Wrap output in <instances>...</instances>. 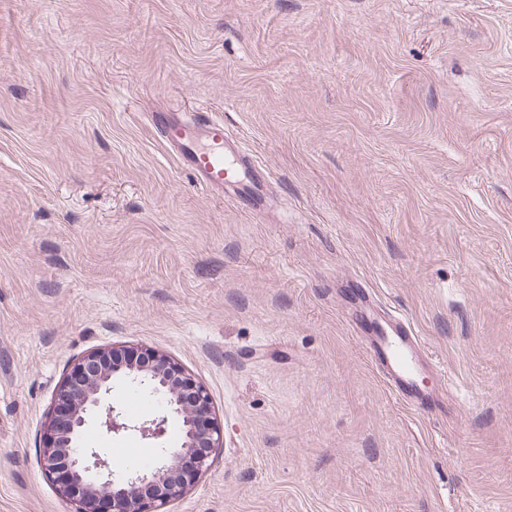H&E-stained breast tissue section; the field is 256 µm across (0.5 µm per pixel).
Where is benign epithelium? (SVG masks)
Listing matches in <instances>:
<instances>
[{
    "label": "benign epithelium",
    "mask_w": 512,
    "mask_h": 512,
    "mask_svg": "<svg viewBox=\"0 0 512 512\" xmlns=\"http://www.w3.org/2000/svg\"><path fill=\"white\" fill-rule=\"evenodd\" d=\"M118 385L159 397L160 411L140 424L127 422L113 401ZM171 417L181 437L166 446ZM97 423L114 436L135 431L157 444L152 463L138 469L111 465L97 448L82 445ZM208 389L176 360L146 347L94 349L74 362L61 381L40 439L42 464L74 512H163L208 468L222 447Z\"/></svg>",
    "instance_id": "1"
}]
</instances>
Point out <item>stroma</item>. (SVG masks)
<instances>
[{
	"instance_id": "obj_1",
	"label": "stroma",
	"mask_w": 512,
	"mask_h": 512,
	"mask_svg": "<svg viewBox=\"0 0 512 512\" xmlns=\"http://www.w3.org/2000/svg\"><path fill=\"white\" fill-rule=\"evenodd\" d=\"M210 111L260 213L148 121ZM397 317L435 408L369 358ZM118 345L224 428L167 512H512V0H0V512H71L40 435Z\"/></svg>"
}]
</instances>
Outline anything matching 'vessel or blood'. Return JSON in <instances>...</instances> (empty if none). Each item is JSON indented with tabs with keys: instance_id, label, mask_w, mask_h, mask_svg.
<instances>
[{
	"instance_id": "vessel-or-blood-1",
	"label": "vessel or blood",
	"mask_w": 512,
	"mask_h": 512,
	"mask_svg": "<svg viewBox=\"0 0 512 512\" xmlns=\"http://www.w3.org/2000/svg\"><path fill=\"white\" fill-rule=\"evenodd\" d=\"M152 122L177 165L188 169L199 187L210 192L238 190L250 194L253 162L241 148L231 147L222 116L204 114L188 122L167 112L153 115ZM418 346L409 326L399 322L379 336L373 356L384 367L395 397L420 404L426 394L415 382L413 351Z\"/></svg>"
}]
</instances>
